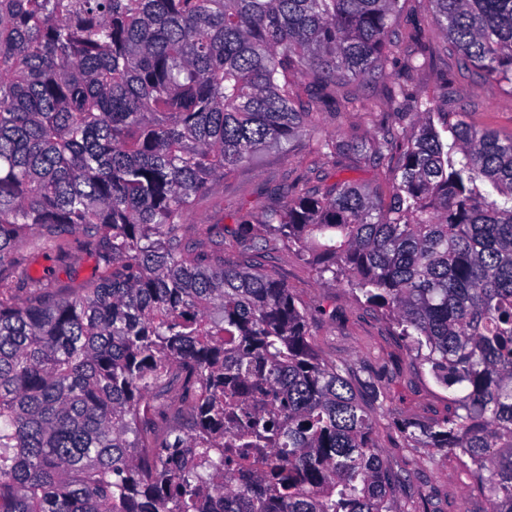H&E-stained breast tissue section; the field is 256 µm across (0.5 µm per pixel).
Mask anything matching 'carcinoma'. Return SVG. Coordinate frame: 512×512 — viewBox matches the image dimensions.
Returning a JSON list of instances; mask_svg holds the SVG:
<instances>
[{
	"label": "carcinoma",
	"instance_id": "obj_1",
	"mask_svg": "<svg viewBox=\"0 0 512 512\" xmlns=\"http://www.w3.org/2000/svg\"><path fill=\"white\" fill-rule=\"evenodd\" d=\"M463 69L512 94V0H426ZM400 0H0V512H398L386 394L317 351L312 314L258 265L287 247L381 310L448 392L404 420L512 512V137L387 84L400 121L317 152L396 172L278 188L224 236L200 198L308 131L336 87L387 76ZM419 43L406 72L429 64ZM81 235L99 274L67 290L23 247ZM236 447L224 449V435ZM272 450L249 473L252 454Z\"/></svg>",
	"mask_w": 512,
	"mask_h": 512
}]
</instances>
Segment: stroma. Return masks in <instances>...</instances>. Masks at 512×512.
<instances>
[{
	"instance_id": "1",
	"label": "stroma",
	"mask_w": 512,
	"mask_h": 512,
	"mask_svg": "<svg viewBox=\"0 0 512 512\" xmlns=\"http://www.w3.org/2000/svg\"><path fill=\"white\" fill-rule=\"evenodd\" d=\"M400 21L406 29L421 32L437 49L432 64L410 76V91L428 92L435 111L464 113L470 124L511 137L512 95L461 69L457 53L447 50L422 0H405ZM355 91L362 101L359 109L319 114L312 131L287 147L259 152L251 164L203 196L191 217L194 234L207 238L233 225L245 212L276 205L275 192L287 183L312 184L323 175L331 183L346 180L373 191L384 188L386 177L363 162L350 156H322L312 149L313 140L322 137L348 141L373 134L370 113L390 109L385 86L359 85ZM66 250L63 256L27 249L21 255L33 274L47 275L69 288L82 287L96 274V259L84 250L75 233L67 235ZM264 264L288 286L299 306L315 312L311 324L314 347L355 373L373 378L386 392L389 407L375 415L374 439L385 460L408 479L398 498L400 512H489L487 497L472 490L468 472L455 459L432 465L425 460V449L405 446L399 432L401 420L442 419L448 413V394L428 370L418 367L389 321L360 302L350 286L319 279L295 251H272Z\"/></svg>"
}]
</instances>
